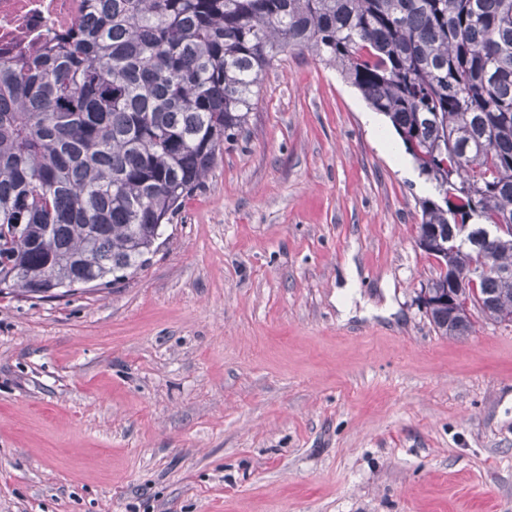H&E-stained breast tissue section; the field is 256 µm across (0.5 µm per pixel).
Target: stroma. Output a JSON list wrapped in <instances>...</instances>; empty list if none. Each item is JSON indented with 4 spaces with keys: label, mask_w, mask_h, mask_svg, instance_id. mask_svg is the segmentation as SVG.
Masks as SVG:
<instances>
[{
    "label": "stroma",
    "mask_w": 512,
    "mask_h": 512,
    "mask_svg": "<svg viewBox=\"0 0 512 512\" xmlns=\"http://www.w3.org/2000/svg\"><path fill=\"white\" fill-rule=\"evenodd\" d=\"M368 110L282 54L134 275L0 295V512H512V323L434 331Z\"/></svg>",
    "instance_id": "1"
}]
</instances>
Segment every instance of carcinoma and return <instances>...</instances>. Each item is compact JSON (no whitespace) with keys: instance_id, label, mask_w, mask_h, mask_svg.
Segmentation results:
<instances>
[{"instance_id":"cac0c4a2","label":"carcinoma","mask_w":512,"mask_h":512,"mask_svg":"<svg viewBox=\"0 0 512 512\" xmlns=\"http://www.w3.org/2000/svg\"><path fill=\"white\" fill-rule=\"evenodd\" d=\"M36 54L0 58V295L107 286L247 124L285 48L336 67L385 115L437 198L419 247L473 311L437 303L441 336L512 320V0H90ZM477 224L488 244L448 247ZM481 271L472 283L452 275Z\"/></svg>"}]
</instances>
